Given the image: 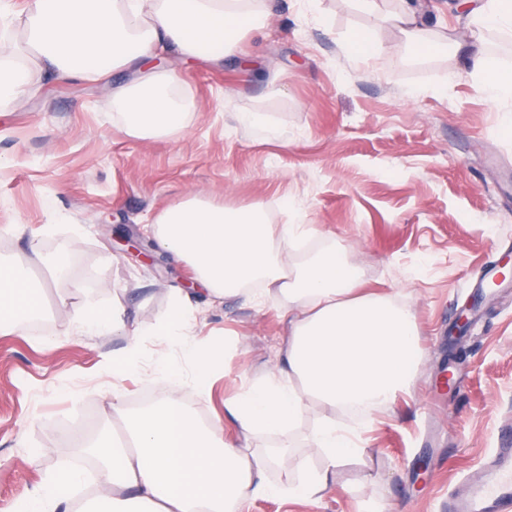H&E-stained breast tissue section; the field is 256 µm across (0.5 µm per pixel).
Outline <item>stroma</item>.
<instances>
[{"mask_svg": "<svg viewBox=\"0 0 512 512\" xmlns=\"http://www.w3.org/2000/svg\"><path fill=\"white\" fill-rule=\"evenodd\" d=\"M275 0L262 36L242 42V68L191 67L184 82L199 109L174 139L136 138L112 110L114 86L44 75L24 103L0 111V259L30 263L44 283L49 323L25 335L0 333V512H18L25 492L72 469L81 453L74 424L93 417L92 435L112 416V392L129 413L155 389L159 362L177 346L142 339L145 359L116 383L99 375L125 337L76 336L84 301L123 302L128 327L152 324L169 292L187 287L190 266L173 263L147 231L186 193L231 207L261 201L274 224H305L316 234L288 261L317 249L346 251L367 288L409 303L423 357L411 395L374 413L365 453L341 465L320 500L250 501L245 512H438L437 502L496 447L512 418V280L475 298L472 284L512 254V133L501 105L478 95L460 74L457 45L467 15L452 0H424L421 20L447 46L410 53L399 27L387 25L370 64L345 48L353 32L376 26L355 0ZM266 112L278 128L236 124L230 108ZM66 220L50 224L51 213ZM137 234L139 251L117 236ZM69 252L70 281L52 279L36 257ZM79 281L81 290L71 288ZM67 313L55 310L59 298ZM473 305L458 352L448 331ZM197 338L225 341L226 373L211 394L180 396L199 420L221 419L226 438L261 449L274 437L246 435L224 415L243 384L269 376L288 334L276 295L262 301L192 298Z\"/></svg>", "mask_w": 512, "mask_h": 512, "instance_id": "1", "label": "stroma"}]
</instances>
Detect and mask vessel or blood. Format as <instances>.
<instances>
[{
	"label": "vessel or blood",
	"instance_id": "b4317fda",
	"mask_svg": "<svg viewBox=\"0 0 512 512\" xmlns=\"http://www.w3.org/2000/svg\"><path fill=\"white\" fill-rule=\"evenodd\" d=\"M441 512H512V447L493 449L440 503Z\"/></svg>",
	"mask_w": 512,
	"mask_h": 512
}]
</instances>
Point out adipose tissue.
<instances>
[{
    "mask_svg": "<svg viewBox=\"0 0 512 512\" xmlns=\"http://www.w3.org/2000/svg\"><path fill=\"white\" fill-rule=\"evenodd\" d=\"M9 4L0 0V34L11 38L0 53V110L34 95L45 69L95 81L133 69L138 79L115 87L112 103L122 129L138 138L175 136L197 109L179 75L143 69L146 59L222 63L271 16L269 0H30L23 13ZM464 69L487 100H512V73L494 68L481 47L467 52ZM152 231L173 260L192 267L212 300L259 283L282 301L288 338L281 367L240 387L225 405L244 432L282 433L316 404L369 418L409 390L422 353L414 314L390 296L361 293L359 270L341 250L328 246L290 265L288 249L305 235L299 225L270 224L259 203L224 207L190 195L164 210ZM42 311L41 289L22 264L0 260V329L22 334L24 321ZM122 312L118 301L106 312L85 303L72 318L76 334L125 337L102 378L141 364L145 335L176 344L185 366H156L154 380L166 396L140 414L130 415L122 393L113 392L124 440L82 444L99 461L93 498L73 504L69 490L79 476L63 471L25 493L21 512H241L258 497L318 500L336 467L363 455L358 432L331 417L319 420L301 455L284 442L259 452L225 441L219 424L199 422L176 393L188 379L208 395L224 370L211 356L215 342L193 336L190 298L172 290L168 308L140 330L128 329ZM313 456L321 468L310 466ZM273 465L291 469L296 480L268 483L264 473Z\"/></svg>",
    "mask_w": 512,
    "mask_h": 512,
    "instance_id": "adipose-tissue-1",
    "label": "adipose tissue"
}]
</instances>
